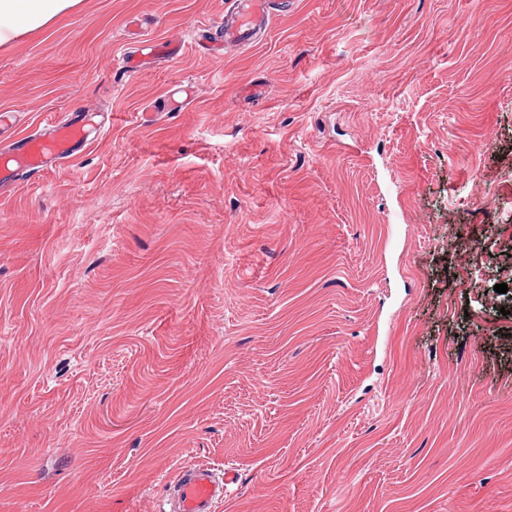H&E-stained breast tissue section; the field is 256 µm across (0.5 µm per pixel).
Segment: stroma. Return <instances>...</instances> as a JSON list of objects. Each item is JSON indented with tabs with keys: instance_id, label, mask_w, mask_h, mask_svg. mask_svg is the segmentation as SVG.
Instances as JSON below:
<instances>
[{
	"instance_id": "35a3bbf8",
	"label": "stroma",
	"mask_w": 512,
	"mask_h": 512,
	"mask_svg": "<svg viewBox=\"0 0 512 512\" xmlns=\"http://www.w3.org/2000/svg\"><path fill=\"white\" fill-rule=\"evenodd\" d=\"M227 8L0 48V143L112 115L0 195V512H165L193 464L215 512H512V0H288L118 68L129 18ZM235 12L224 21V44L237 42L244 32L268 16L269 0H236ZM237 480V472L232 468L220 473L205 465L182 468L172 481L170 512H213L215 504L224 499V491Z\"/></svg>"
}]
</instances>
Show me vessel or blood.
<instances>
[{
    "mask_svg": "<svg viewBox=\"0 0 512 512\" xmlns=\"http://www.w3.org/2000/svg\"><path fill=\"white\" fill-rule=\"evenodd\" d=\"M269 0H237L234 13L224 25V40L238 41L244 32L268 16ZM181 51L179 45L165 39L138 43L124 54L122 67L133 75L157 59H171ZM89 143V122L68 119L52 122L44 134H26L0 149V185L13 183L18 169H26L33 179L75 158V148ZM234 469L217 471L208 466L179 470L173 480L170 512H213L228 486L237 482Z\"/></svg>",
    "mask_w": 512,
    "mask_h": 512,
    "instance_id": "1",
    "label": "vessel or blood"
}]
</instances>
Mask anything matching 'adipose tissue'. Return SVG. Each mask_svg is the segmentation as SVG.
I'll return each instance as SVG.
<instances>
[{
    "mask_svg": "<svg viewBox=\"0 0 512 512\" xmlns=\"http://www.w3.org/2000/svg\"><path fill=\"white\" fill-rule=\"evenodd\" d=\"M79 0H0V46L21 33L49 26L77 6Z\"/></svg>",
    "mask_w": 512,
    "mask_h": 512,
    "instance_id": "adipose-tissue-1",
    "label": "adipose tissue"
}]
</instances>
